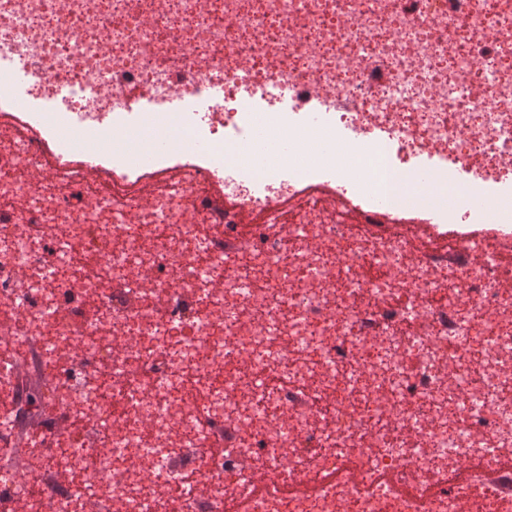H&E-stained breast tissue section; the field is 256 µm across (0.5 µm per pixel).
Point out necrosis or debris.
<instances>
[{
	"label": "necrosis or debris",
	"instance_id": "necrosis-or-debris-1",
	"mask_svg": "<svg viewBox=\"0 0 512 512\" xmlns=\"http://www.w3.org/2000/svg\"><path fill=\"white\" fill-rule=\"evenodd\" d=\"M0 120V512H223L349 460L257 512H512V262L387 221L512 224V0H0ZM258 128L297 150L225 152ZM433 158L454 203L406 191ZM335 186L358 232L298 197ZM252 493L248 497H242L232 500L228 503L226 511L228 512H255L256 503L265 494L277 490L270 483L267 477L262 474L253 475L250 479Z\"/></svg>",
	"mask_w": 512,
	"mask_h": 512
}]
</instances>
